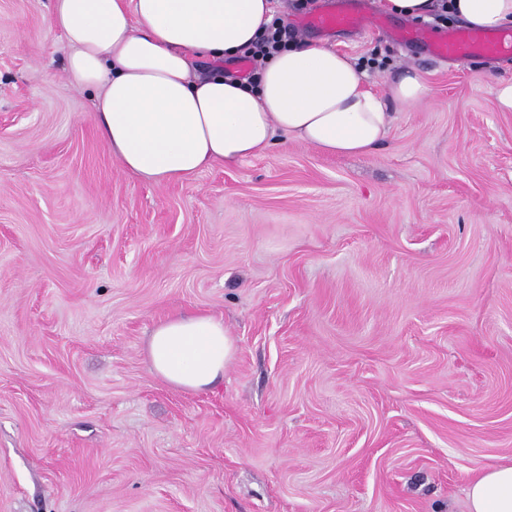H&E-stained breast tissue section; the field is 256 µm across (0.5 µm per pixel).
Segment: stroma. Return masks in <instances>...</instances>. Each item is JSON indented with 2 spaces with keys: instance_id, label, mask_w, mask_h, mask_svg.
<instances>
[{
  "instance_id": "stroma-1",
  "label": "stroma",
  "mask_w": 512,
  "mask_h": 512,
  "mask_svg": "<svg viewBox=\"0 0 512 512\" xmlns=\"http://www.w3.org/2000/svg\"><path fill=\"white\" fill-rule=\"evenodd\" d=\"M299 39L429 93L373 153L284 137L157 185L65 74L51 0H0V512H467L512 459V56L440 59L409 20ZM203 311L237 353L203 393L153 374Z\"/></svg>"
}]
</instances>
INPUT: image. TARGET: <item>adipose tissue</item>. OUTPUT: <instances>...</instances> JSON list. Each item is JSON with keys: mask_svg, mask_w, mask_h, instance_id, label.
Here are the masks:
<instances>
[{"mask_svg": "<svg viewBox=\"0 0 512 512\" xmlns=\"http://www.w3.org/2000/svg\"><path fill=\"white\" fill-rule=\"evenodd\" d=\"M410 20L447 11L469 27L512 26V0H381ZM271 0H53L49 26L63 36L66 75L93 90L99 135L128 173L154 183L233 165L276 135L327 155H364L388 139V102L408 108L429 92L412 70L385 94L334 48L301 39L266 61L256 85L225 76V58L271 22ZM236 353L222 319L200 312L159 322L147 344L152 371L206 392ZM468 512H512V462L483 465L469 482Z\"/></svg>", "mask_w": 512, "mask_h": 512, "instance_id": "ef3b65f1", "label": "adipose tissue"}]
</instances>
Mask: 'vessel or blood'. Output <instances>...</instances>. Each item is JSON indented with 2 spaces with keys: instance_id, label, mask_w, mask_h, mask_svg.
Returning <instances> with one entry per match:
<instances>
[{
  "instance_id": "obj_1",
  "label": "vessel or blood",
  "mask_w": 512,
  "mask_h": 512,
  "mask_svg": "<svg viewBox=\"0 0 512 512\" xmlns=\"http://www.w3.org/2000/svg\"><path fill=\"white\" fill-rule=\"evenodd\" d=\"M312 23L324 29L361 28L368 26L370 20L357 12L349 0H337L331 9L317 14ZM406 37L426 43L431 53L442 59L458 61L473 55H512V33L486 34L475 31H457L436 35L418 30L407 32Z\"/></svg>"
}]
</instances>
